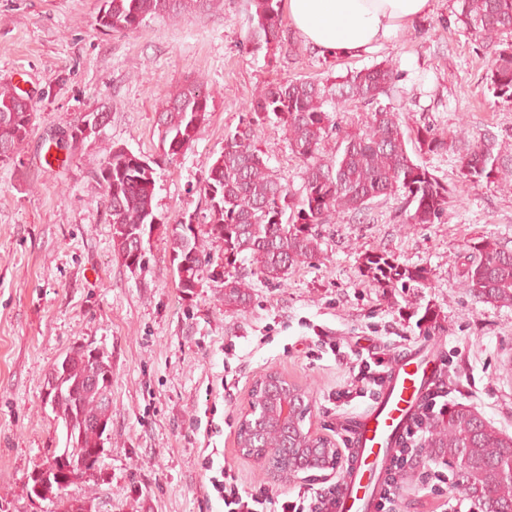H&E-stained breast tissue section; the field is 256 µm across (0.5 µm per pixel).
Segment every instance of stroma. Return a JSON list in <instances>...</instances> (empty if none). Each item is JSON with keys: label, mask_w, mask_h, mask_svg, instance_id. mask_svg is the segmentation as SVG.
I'll list each match as a JSON object with an SVG mask.
<instances>
[{"label": "stroma", "mask_w": 512, "mask_h": 512, "mask_svg": "<svg viewBox=\"0 0 512 512\" xmlns=\"http://www.w3.org/2000/svg\"><path fill=\"white\" fill-rule=\"evenodd\" d=\"M100 4L0 0V85L27 90L39 109L20 165H0V512H64L74 500L95 512H220L221 502L204 493L201 460L210 446L244 486L297 492L299 481H272L241 453L239 420L255 380L271 368L309 392L317 433L331 436L365 409L369 401L360 398L328 412L346 369L323 352L326 342L358 341L392 358L437 338L457 402L512 435V306L478 302L462 286L470 243L487 239L512 250V182H462L455 151L419 158L452 192L440 222L409 224L399 201L374 200L361 215L320 225L319 259L281 282L238 265L250 285L245 305L226 307L223 285L209 280L182 299L171 269L172 227L204 208L201 183L263 86L329 84L390 60L399 77L388 101L404 131L463 128L475 137L488 130L512 150V101L487 91L492 51L456 24L455 0H431L396 40L354 58L319 55L283 22L270 62L247 41L253 0H205L126 34L100 31ZM196 78L212 88L214 104L190 148L163 160L157 110ZM100 106L109 121L97 138L61 147L73 119ZM255 142L300 194L305 164L282 129L260 127ZM112 145L161 161L153 200L160 222L136 273L112 247L94 177ZM374 253L425 269V287H376L362 264ZM79 343L104 349L112 361L105 451L92 474L42 500L30 495L28 477L65 440L44 404L46 378ZM200 421L212 424L211 433L197 429Z\"/></svg>", "instance_id": "35a3bbf8"}]
</instances>
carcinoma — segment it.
I'll list each match as a JSON object with an SVG mask.
<instances>
[{"label": "carcinoma", "mask_w": 512, "mask_h": 512, "mask_svg": "<svg viewBox=\"0 0 512 512\" xmlns=\"http://www.w3.org/2000/svg\"><path fill=\"white\" fill-rule=\"evenodd\" d=\"M195 0H101L96 25L105 32L137 30L149 15H178ZM282 0H255V14L248 42L256 51H272L280 42ZM456 22L493 49L486 86L496 98L512 100V0H457ZM398 75L391 61L349 72L332 89L309 80H289L260 89L246 109V118L235 132L227 134L224 149L209 167L200 193L206 208L176 220L171 230L172 269L178 288L186 296L196 294L205 280L224 284V306L245 302L249 284L235 274L212 268L204 243L224 247L226 264L247 260L253 274L279 283L288 271L318 259L321 239L318 227L332 217L363 213L378 198H401L410 224H433L448 212V183L411 153L439 154L459 147L458 176L472 185L507 182L512 179V152L497 137L485 133L470 142L459 129L439 136L423 127L405 134L399 113L381 102L389 96ZM336 96L335 111L349 101L367 108L364 123L345 131L324 109ZM212 102L203 82H190L169 95L159 109L158 133L163 156L174 160L189 149L199 127L206 121ZM97 110L81 112L68 129L73 149L85 143L81 125ZM36 119L32 100L8 86H0V164L17 163L19 146ZM277 125L284 131L293 154L306 164L303 189L294 196L274 174L254 140L257 127ZM336 134V154L324 159L321 145ZM413 149H408V145ZM155 159L122 146L107 149L95 173L102 186L112 224V240L125 267L136 273L144 269L146 253L135 247L139 236L150 234L157 224L153 210ZM471 255L463 274V287L479 302L512 305V251L482 241L470 246ZM368 277L381 288L422 283L426 271L400 265L384 254L365 257ZM106 381L102 365L90 352L74 346L56 363L49 380L56 382V416L66 430L68 475L45 477L36 470L29 479L38 498L58 495L84 479L96 467L91 450L104 446L111 422L112 401L103 399L89 380ZM279 396H268L258 410L251 430L253 458L270 459L278 469L310 470L318 457L307 449L304 436L311 413L306 391L291 386L288 391V421L274 412ZM435 428L441 437L428 445V453L444 459L458 481L478 505L492 501L494 512H512V437L500 432L475 410L459 406L448 411Z\"/></svg>", "instance_id": "cac0c4a2"}]
</instances>
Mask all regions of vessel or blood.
Here are the masks:
<instances>
[{
	"label": "vessel or blood",
	"instance_id": "b4317fda",
	"mask_svg": "<svg viewBox=\"0 0 512 512\" xmlns=\"http://www.w3.org/2000/svg\"><path fill=\"white\" fill-rule=\"evenodd\" d=\"M438 375L433 343L393 360L376 399L350 423L351 459L336 512H373L383 474Z\"/></svg>",
	"mask_w": 512,
	"mask_h": 512
}]
</instances>
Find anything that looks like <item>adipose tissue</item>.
<instances>
[{"mask_svg":"<svg viewBox=\"0 0 512 512\" xmlns=\"http://www.w3.org/2000/svg\"><path fill=\"white\" fill-rule=\"evenodd\" d=\"M293 28L320 54L346 58L396 39L430 0H285Z\"/></svg>","mask_w":512,"mask_h":512,"instance_id":"1","label":"adipose tissue"}]
</instances>
